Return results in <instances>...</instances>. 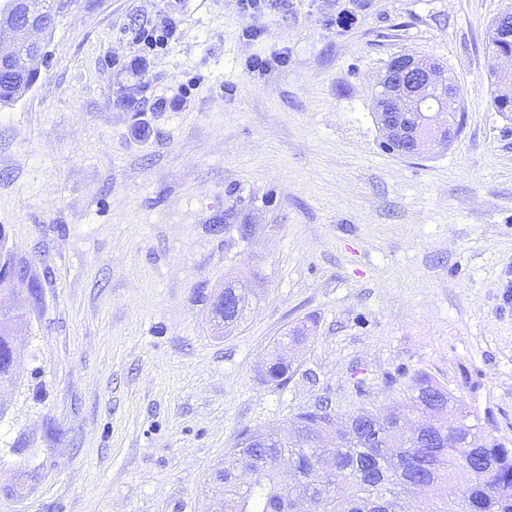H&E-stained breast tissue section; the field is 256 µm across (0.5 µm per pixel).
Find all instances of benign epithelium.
<instances>
[{"mask_svg": "<svg viewBox=\"0 0 512 512\" xmlns=\"http://www.w3.org/2000/svg\"><path fill=\"white\" fill-rule=\"evenodd\" d=\"M10 0L6 13L12 15L18 35L30 51L19 53L11 41L9 50H0V70L20 82L40 74L41 61L50 30L30 11ZM453 94L435 63L413 53H401L388 64L377 82L379 106L375 112L378 129L387 141L398 145L403 158H415L449 147L458 137L457 127L447 122L443 100Z\"/></svg>", "mask_w": 512, "mask_h": 512, "instance_id": "benign-epithelium-1", "label": "benign epithelium"}]
</instances>
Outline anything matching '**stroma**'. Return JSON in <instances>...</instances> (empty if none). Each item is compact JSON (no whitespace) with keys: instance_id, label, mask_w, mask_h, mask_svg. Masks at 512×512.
I'll list each match as a JSON object with an SVG mask.
<instances>
[{"instance_id":"1","label":"stroma","mask_w":512,"mask_h":512,"mask_svg":"<svg viewBox=\"0 0 512 512\" xmlns=\"http://www.w3.org/2000/svg\"><path fill=\"white\" fill-rule=\"evenodd\" d=\"M510 9L70 0L38 80L0 105V234L28 268L0 292L25 314L0 387V512H204L242 430L321 400L387 409L401 373L512 445V112L486 39ZM403 52L461 88L464 129L426 158L389 151L373 118ZM230 280L251 305L225 333L201 297ZM302 325L291 379L261 380ZM489 77L492 85L496 86L493 99L494 106L500 112H512V94L505 92L503 87L506 84L511 85V78L500 75L495 69L491 68Z\"/></svg>"}]
</instances>
